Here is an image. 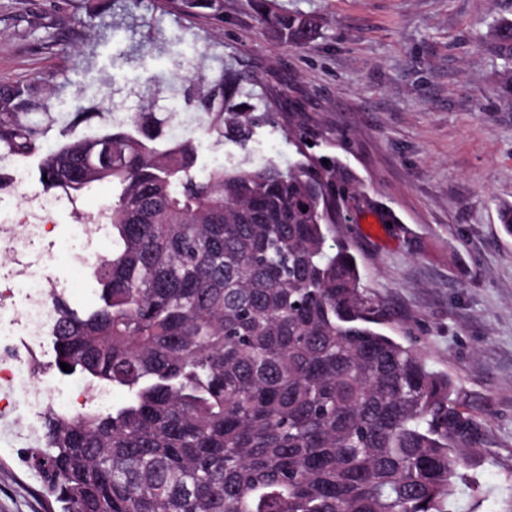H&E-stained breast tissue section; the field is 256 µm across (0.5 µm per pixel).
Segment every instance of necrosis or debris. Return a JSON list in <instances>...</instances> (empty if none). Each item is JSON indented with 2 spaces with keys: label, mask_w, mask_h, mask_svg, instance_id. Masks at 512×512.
<instances>
[{
  "label": "necrosis or debris",
  "mask_w": 512,
  "mask_h": 512,
  "mask_svg": "<svg viewBox=\"0 0 512 512\" xmlns=\"http://www.w3.org/2000/svg\"><path fill=\"white\" fill-rule=\"evenodd\" d=\"M55 199L36 194L29 201L27 215L17 224H0V251L18 257L21 247L40 245L33 260L17 266L0 265V290L13 298L8 320L0 319V388H13L20 375L28 370L37 351L47 350L55 326V314L48 304L52 295L66 290L68 283L60 278L55 266L58 260L78 268L91 269L99 261V247L105 227L101 224H74L57 247L45 246L52 228L51 213ZM108 392L91 387L78 378L43 388L26 391L25 400L31 413L39 415L66 399L72 408L104 402Z\"/></svg>",
  "instance_id": "necrosis-or-debris-1"
}]
</instances>
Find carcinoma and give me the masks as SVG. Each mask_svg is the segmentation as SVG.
<instances>
[{
	"label": "carcinoma",
	"mask_w": 512,
	"mask_h": 512,
	"mask_svg": "<svg viewBox=\"0 0 512 512\" xmlns=\"http://www.w3.org/2000/svg\"><path fill=\"white\" fill-rule=\"evenodd\" d=\"M224 12V0H175ZM291 47L311 16L260 12ZM512 60V21L494 27ZM186 103L245 143L252 92L226 67L187 79ZM40 80H0V147L39 157L43 192L112 186L90 308L56 297L57 372L125 399L48 411L23 449L62 512H452L481 429L448 376L383 331L336 233V170L321 161L197 169L191 142H158L145 105L131 130L44 148ZM71 366L66 373L60 363Z\"/></svg>",
	"instance_id": "obj_1"
}]
</instances>
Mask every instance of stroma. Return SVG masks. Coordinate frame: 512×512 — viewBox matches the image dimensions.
Returning a JSON list of instances; mask_svg holds the SVG:
<instances>
[{
  "label": "stroma",
  "instance_id": "35a3bbf8",
  "mask_svg": "<svg viewBox=\"0 0 512 512\" xmlns=\"http://www.w3.org/2000/svg\"><path fill=\"white\" fill-rule=\"evenodd\" d=\"M259 0H224L222 18L170 13L163 0H0V79L41 77L54 107L52 147L73 134L127 129L153 100L165 139L190 141L198 167L214 162L288 168L334 165L345 189L336 237L356 256L364 293L388 315V334L454 382L482 426L477 463L454 512H512V65L492 25L512 0H269L268 9L324 24L301 48L263 29ZM119 29L93 36L90 16ZM255 83L252 103L277 125L254 124L246 144L208 131L185 101L186 77L224 65ZM104 107V119L75 123ZM37 158L0 164V218L39 191ZM112 199L102 184L53 215L97 223ZM0 410V512H45L41 483L19 459L42 420L9 393Z\"/></svg>",
  "mask_w": 512,
  "mask_h": 512
}]
</instances>
